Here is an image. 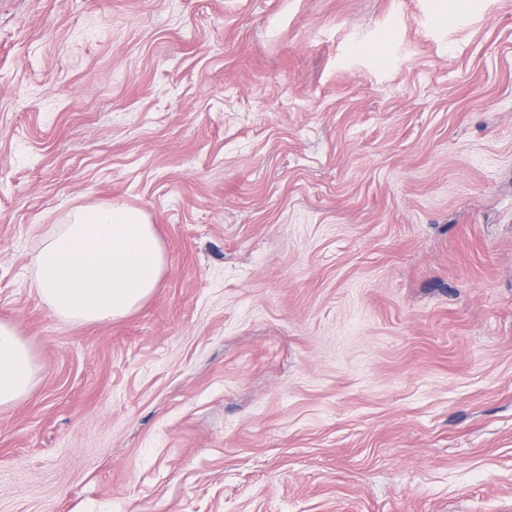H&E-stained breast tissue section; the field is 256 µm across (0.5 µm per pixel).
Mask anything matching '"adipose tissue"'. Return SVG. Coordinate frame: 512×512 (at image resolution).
Instances as JSON below:
<instances>
[{"label": "adipose tissue", "mask_w": 512, "mask_h": 512, "mask_svg": "<svg viewBox=\"0 0 512 512\" xmlns=\"http://www.w3.org/2000/svg\"><path fill=\"white\" fill-rule=\"evenodd\" d=\"M31 286L60 319L101 324L131 314L166 272L163 244L146 215L118 201L73 209L32 255ZM42 370L17 325L0 322V408L29 397Z\"/></svg>", "instance_id": "obj_1"}]
</instances>
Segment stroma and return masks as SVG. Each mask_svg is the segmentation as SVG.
<instances>
[{"label": "stroma", "mask_w": 512, "mask_h": 512, "mask_svg": "<svg viewBox=\"0 0 512 512\" xmlns=\"http://www.w3.org/2000/svg\"><path fill=\"white\" fill-rule=\"evenodd\" d=\"M166 251L74 325L29 260ZM0 512H512V0H0ZM31 288L60 319L101 324L145 303L166 272L162 241L137 208L118 201L73 209L31 256ZM42 366L31 342L18 326L0 322V408L13 407L29 397Z\"/></svg>", "instance_id": "35a3bbf8"}]
</instances>
